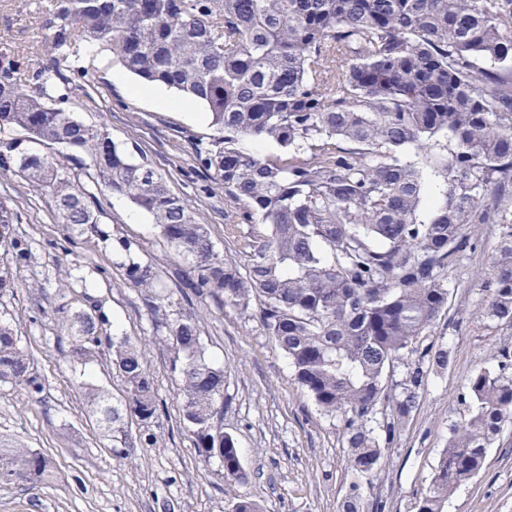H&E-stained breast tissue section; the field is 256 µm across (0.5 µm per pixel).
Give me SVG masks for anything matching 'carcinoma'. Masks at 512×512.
<instances>
[{
	"label": "carcinoma",
	"instance_id": "carcinoma-1",
	"mask_svg": "<svg viewBox=\"0 0 512 512\" xmlns=\"http://www.w3.org/2000/svg\"><path fill=\"white\" fill-rule=\"evenodd\" d=\"M46 59L29 68L0 51V173L47 194L58 221L105 237L100 196L127 198L189 265L179 292L250 313L290 361L293 380L340 418L361 477L380 468L418 409L431 374L448 367L432 339L448 309L449 273L474 250L471 224H498L483 313L512 324V0H55L44 24ZM88 44L109 51L146 84L203 105L213 134L192 144L197 164L224 190L248 263L223 257L206 224L150 164L131 161L101 123L67 106L74 78L62 62ZM269 140L271 157L245 150ZM53 146L31 153L23 143ZM0 203V249L32 257ZM127 283L144 296L158 343L173 352L183 421L198 456L248 481L236 439L224 432V369L209 362L200 315L173 298L135 244L113 238ZM77 277L56 281L66 357H105L125 387L111 402L83 381L89 417L108 440L133 445L126 426L147 424L158 403L147 341L107 334L100 303L64 302ZM469 378L466 415L452 425L416 512H443L485 466L512 424V353ZM43 400L45 378L0 321V384ZM56 479L49 455L0 439V485Z\"/></svg>",
	"mask_w": 512,
	"mask_h": 512
}]
</instances>
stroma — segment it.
Here are the masks:
<instances>
[{
    "mask_svg": "<svg viewBox=\"0 0 512 512\" xmlns=\"http://www.w3.org/2000/svg\"><path fill=\"white\" fill-rule=\"evenodd\" d=\"M52 8V0L22 5L0 0V50L20 49L40 61L42 26ZM78 65L89 79L72 86L76 116L88 124L105 123L117 144L137 147L197 220L210 225L218 251L245 262L237 238L224 235L234 214L223 192L200 191L207 179L191 143L208 140L209 121L163 106L162 98L175 96L169 88L155 86L151 98L140 94V81L97 48L85 49ZM1 200L16 213L15 231L30 242L33 257L28 266L16 268L0 253V267H12L16 283L0 296V308L12 318L46 388L38 404L23 392L0 387V436L51 455L58 479L33 488H0V512H230L241 496L255 500L263 512H339L355 480L364 512H416L449 429L465 414L462 397L469 377L491 366L498 351H512V325L487 319L481 306V277L498 227L474 224L469 231L480 246L450 273L448 312L433 332L448 347L450 364L430 377L418 410L373 476L355 478L340 420L320 411L294 383L287 357L259 321L196 298L187 306L202 316L207 359L224 369V430L238 441L248 482L226 478L219 458L205 462L198 456L183 424L172 355L156 343L147 352V369L158 417L148 425L132 422L131 432L155 434L158 445L115 448L90 422L78 384L90 381L117 399L123 384L104 362L80 368L64 358L68 341L53 314L54 281L78 268L82 280L70 297L72 306H80L82 294L95 296L104 304L111 334L138 339L150 335V317L140 292L124 281L112 237L137 244L138 258L153 260L166 285H173L175 273L187 264L164 244L149 215L125 198L102 196L101 222L108 236L91 240L59 223L49 196L33 192L18 177L0 175ZM37 281L45 282L44 292L32 291ZM443 512H512V426L490 446L485 470L452 494Z\"/></svg>",
    "mask_w": 512,
    "mask_h": 512,
    "instance_id": "35a3bbf8",
    "label": "stroma"
}]
</instances>
